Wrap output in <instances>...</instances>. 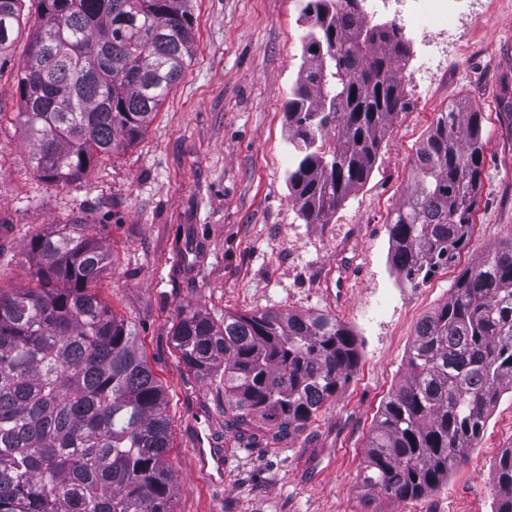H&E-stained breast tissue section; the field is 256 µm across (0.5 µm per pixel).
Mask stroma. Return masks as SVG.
Wrapping results in <instances>:
<instances>
[{"label":"stroma","mask_w":512,"mask_h":512,"mask_svg":"<svg viewBox=\"0 0 512 512\" xmlns=\"http://www.w3.org/2000/svg\"><path fill=\"white\" fill-rule=\"evenodd\" d=\"M306 0H193L191 65L134 145L98 158L81 180L38 177L18 121L17 70L36 17L26 0L0 58V290L33 288L27 242L83 224L110 250L99 299L136 332L167 396L175 512H364L359 477L374 417L403 379L414 328L455 279L512 236V0H475L457 23L460 49L431 80L402 79L395 117L366 182L330 223H306L286 176L284 104L303 62ZM482 113V192L456 264L419 288L392 269L388 221L406 197L415 150L459 100ZM322 310L354 333L360 362L315 422L279 453L225 450L211 479L196 431L224 434V389L190 372L172 344L186 309ZM512 448V390L492 410L466 464L426 497L377 512H494L496 465Z\"/></svg>","instance_id":"stroma-1"}]
</instances>
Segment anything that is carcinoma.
<instances>
[{
    "label": "carcinoma",
    "mask_w": 512,
    "mask_h": 512,
    "mask_svg": "<svg viewBox=\"0 0 512 512\" xmlns=\"http://www.w3.org/2000/svg\"><path fill=\"white\" fill-rule=\"evenodd\" d=\"M25 0H0V57ZM19 65V123L35 173L62 185L134 145L192 62V0H37ZM304 61L285 104L302 219L327 224L367 180L406 106L401 29L369 24L350 0H307ZM482 113L459 102L419 145L389 241L419 288L471 239L484 162ZM35 288L0 292V512H173L166 397L135 332L94 292L109 257L72 224L26 246ZM172 342L200 377L224 379L225 433L240 448L303 432L360 356L324 312L184 311ZM512 390V237L456 279L417 324L406 373L376 418L362 484L368 502L419 499L466 463L489 412ZM497 508L512 512V448L497 464Z\"/></svg>",
    "instance_id": "cac0c4a2"
}]
</instances>
